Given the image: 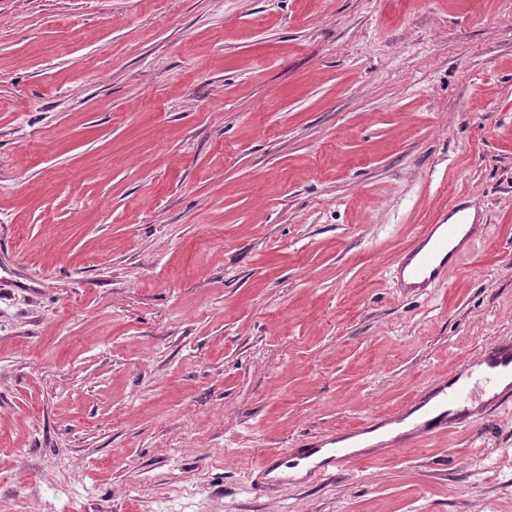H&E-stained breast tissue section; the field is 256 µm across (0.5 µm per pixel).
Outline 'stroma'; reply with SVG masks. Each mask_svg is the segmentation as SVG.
<instances>
[{
  "label": "stroma",
  "instance_id": "1",
  "mask_svg": "<svg viewBox=\"0 0 512 512\" xmlns=\"http://www.w3.org/2000/svg\"><path fill=\"white\" fill-rule=\"evenodd\" d=\"M510 337L512 0H0V512H512V402L253 486ZM482 210L472 197L460 195L448 204L434 224L418 226L410 244L394 261L397 288L407 295L427 296L448 278L461 257L481 241ZM471 224L448 257V243Z\"/></svg>",
  "mask_w": 512,
  "mask_h": 512
}]
</instances>
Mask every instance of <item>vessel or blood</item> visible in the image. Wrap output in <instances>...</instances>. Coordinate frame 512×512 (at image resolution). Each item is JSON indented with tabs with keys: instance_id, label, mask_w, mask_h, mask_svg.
Returning a JSON list of instances; mask_svg holds the SVG:
<instances>
[{
	"instance_id": "b4317fda",
	"label": "vessel or blood",
	"mask_w": 512,
	"mask_h": 512,
	"mask_svg": "<svg viewBox=\"0 0 512 512\" xmlns=\"http://www.w3.org/2000/svg\"><path fill=\"white\" fill-rule=\"evenodd\" d=\"M482 210L471 197L460 195L449 203L432 224L419 225L410 244L394 261L396 284L406 294L429 295L444 282L461 257L470 254L482 238ZM512 372V342L482 350L476 363H463L459 372L436 377L430 388L419 391L401 408L370 418L344 433L297 442L294 447L264 458L256 469L258 491L266 492L289 480V469L309 465V473L323 478L358 462L360 454L341 448L342 439L375 433L413 412L437 402L440 414L415 423L398 436L374 446V455L411 447L451 428L471 425L486 412L512 400V382L501 383V371Z\"/></svg>"
}]
</instances>
